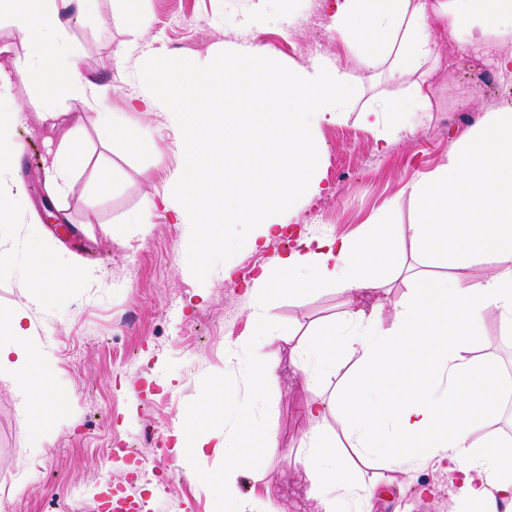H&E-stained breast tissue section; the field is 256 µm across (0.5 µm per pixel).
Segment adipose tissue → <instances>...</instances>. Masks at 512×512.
<instances>
[{
    "instance_id": "ef3b65f1",
    "label": "adipose tissue",
    "mask_w": 512,
    "mask_h": 512,
    "mask_svg": "<svg viewBox=\"0 0 512 512\" xmlns=\"http://www.w3.org/2000/svg\"><path fill=\"white\" fill-rule=\"evenodd\" d=\"M88 2L0 0V22L14 26L28 48L14 78L0 76V242L11 237L14 216L24 215L21 248L39 263L51 261L39 250L41 222L27 189L11 175L23 152L14 130L26 120L27 104L41 105L45 121L48 107L67 101L101 105V143L118 140L132 153L158 151L141 128L143 114L164 112L173 127L179 166L158 199L129 223H149L160 204L178 223L197 225L204 251L224 249L228 224L255 226V249L281 236L296 202L320 190L317 133L338 119L350 93L348 73L335 61L308 69L265 63L257 47L243 42L218 70L186 63L138 73V102L118 120L103 109L107 87L81 76L70 46L69 29L85 19ZM333 3L341 46L366 65L385 64L393 81L435 57L433 15L456 37L512 42V0ZM19 81L28 88L24 103L15 94ZM82 163L77 137L64 135L51 162L54 195L71 189ZM405 190L417 206L409 226L414 255L448 268V275L398 260L399 238L381 219H368L354 237H301L248 285L253 339L275 336V297L333 288L349 299L346 310L302 331L292 348L293 368L315 393L301 415L316 421L335 415L352 451L348 458L336 454L319 429L300 439L295 463L318 512H371L374 488L358 484V465L407 472L433 461L445 465L452 512H512V434L488 428L503 405L500 365L471 354L489 312L497 313L504 335L512 334V105L485 113L445 163ZM483 261L493 263L491 273L465 277ZM95 278L90 267L58 266L55 279L33 284L29 307H52L61 287ZM397 280L407 290L387 322L381 303L365 298ZM29 307L0 312V330L8 334L0 341V371L13 377L38 448L58 405L49 399V359L25 327ZM348 357L354 370L339 389L325 392L326 380Z\"/></svg>"
}]
</instances>
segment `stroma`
Masks as SVG:
<instances>
[{
    "label": "stroma",
    "instance_id": "1",
    "mask_svg": "<svg viewBox=\"0 0 512 512\" xmlns=\"http://www.w3.org/2000/svg\"><path fill=\"white\" fill-rule=\"evenodd\" d=\"M322 0H301L292 13H279L263 0H141L139 27L116 24V0H97L93 13L73 26L81 75L110 86L109 109L124 112L137 88L128 71L153 61L217 68L224 46L251 42L276 62L307 67L318 58H339L352 91L340 118L322 125L320 194L304 198L291 212L283 236L252 249V227H237L235 245L210 253L209 279L197 277L194 225L177 223L173 213L154 211L150 223L131 224L128 216L162 190L177 166V148L166 114L143 119L157 141L161 158L126 153L120 143L103 147L96 129L97 110L70 107L63 125L53 127L29 106L17 140L24 152L17 175L26 184L49 187L50 150L72 127H79L85 162L67 196L51 203L64 226L44 227L43 248L68 262L95 267L98 278L66 290L57 304L32 315L28 327L51 357L55 397L64 407L41 447L18 405L9 373L0 374V512H101L105 499L123 494L139 501L141 512H213L212 492L192 468L181 466L176 448L147 444L145 428L170 435L208 374H239L226 363L224 348H244L251 334L250 299L244 284L260 266L272 264L300 235L357 232L392 199L398 208L389 220L408 225L415 205L406 184L445 162L468 123L461 112L482 116L512 104V75L499 73L498 88H479L475 66L494 67L492 58L453 39L444 22L434 21L438 44L425 76L401 82L387 79L384 66L365 68L331 38ZM426 80L432 106L419 113L387 151L377 149L378 129L365 126L360 114L372 109L389 121L385 109L396 98L411 97L414 84ZM108 171L112 184L99 193L89 180ZM347 297L326 289L314 295L279 298L275 312L279 334L257 348L263 360L278 364L270 388L269 421L279 446L264 469L242 470L240 495L275 512H315L306 497L303 474L290 454L313 423L299 408L313 398L304 378L288 365L291 331L343 312ZM171 388H163L164 380ZM362 479L375 484L374 512H438L450 503L448 476L427 466L406 474L365 469Z\"/></svg>",
    "mask_w": 512,
    "mask_h": 512
}]
</instances>
